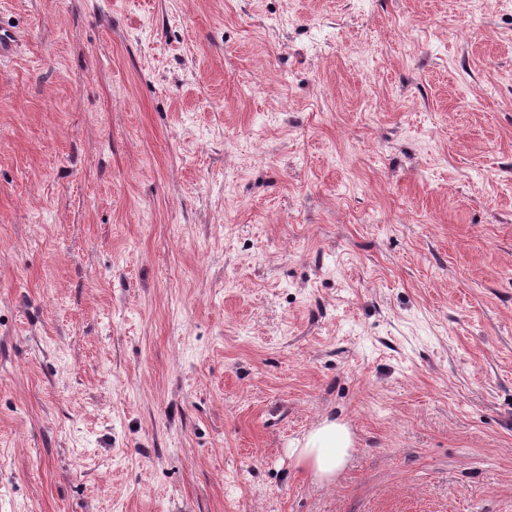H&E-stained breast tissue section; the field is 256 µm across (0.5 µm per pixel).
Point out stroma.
Listing matches in <instances>:
<instances>
[{
    "instance_id": "obj_1",
    "label": "stroma",
    "mask_w": 512,
    "mask_h": 512,
    "mask_svg": "<svg viewBox=\"0 0 512 512\" xmlns=\"http://www.w3.org/2000/svg\"><path fill=\"white\" fill-rule=\"evenodd\" d=\"M1 30L0 512H512V0ZM353 441L348 428L325 419L292 448L296 466L308 472L319 485L336 483L337 477L351 458Z\"/></svg>"
}]
</instances>
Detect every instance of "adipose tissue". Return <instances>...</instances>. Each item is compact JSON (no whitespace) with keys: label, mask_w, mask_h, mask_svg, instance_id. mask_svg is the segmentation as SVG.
<instances>
[{"label":"adipose tissue","mask_w":512,"mask_h":512,"mask_svg":"<svg viewBox=\"0 0 512 512\" xmlns=\"http://www.w3.org/2000/svg\"><path fill=\"white\" fill-rule=\"evenodd\" d=\"M353 441L348 428L333 420H323L303 439L292 455L298 468L321 485L335 483L351 458Z\"/></svg>","instance_id":"ef3b65f1"}]
</instances>
